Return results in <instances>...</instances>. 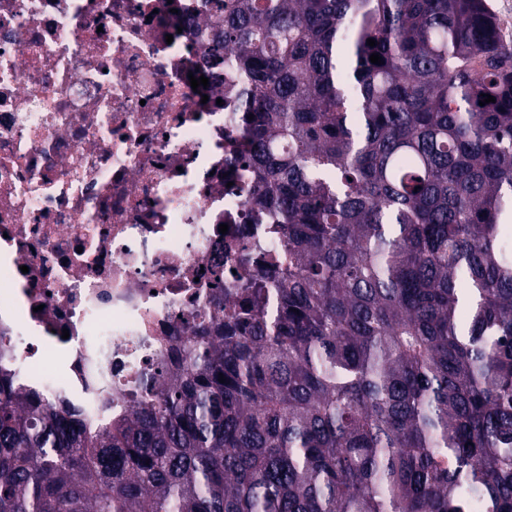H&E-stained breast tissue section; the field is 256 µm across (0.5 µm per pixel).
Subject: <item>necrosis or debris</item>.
Masks as SVG:
<instances>
[{
    "instance_id": "obj_1",
    "label": "necrosis or debris",
    "mask_w": 512,
    "mask_h": 512,
    "mask_svg": "<svg viewBox=\"0 0 512 512\" xmlns=\"http://www.w3.org/2000/svg\"><path fill=\"white\" fill-rule=\"evenodd\" d=\"M218 13L0 0V367L91 427L212 315L216 266L236 288L258 275L243 248L285 250L246 204L233 79L205 60Z\"/></svg>"
}]
</instances>
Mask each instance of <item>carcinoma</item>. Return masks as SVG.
<instances>
[{
	"mask_svg": "<svg viewBox=\"0 0 512 512\" xmlns=\"http://www.w3.org/2000/svg\"><path fill=\"white\" fill-rule=\"evenodd\" d=\"M222 2L247 204L288 266L243 256L267 273L95 433L1 373L0 512H512V48L486 0Z\"/></svg>",
	"mask_w": 512,
	"mask_h": 512,
	"instance_id": "1",
	"label": "carcinoma"
}]
</instances>
